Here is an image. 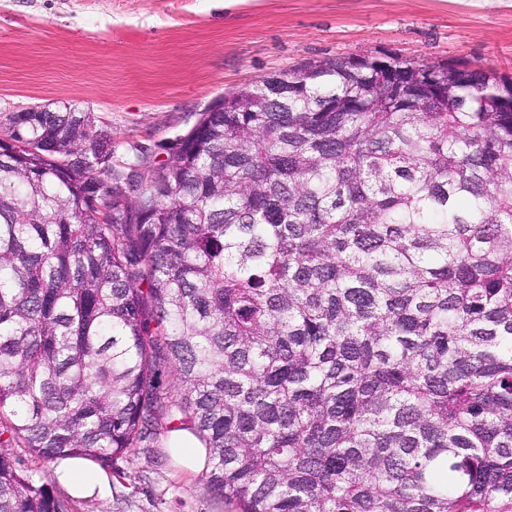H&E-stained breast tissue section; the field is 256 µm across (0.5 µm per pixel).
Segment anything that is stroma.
Masks as SVG:
<instances>
[{
    "label": "stroma",
    "mask_w": 512,
    "mask_h": 512,
    "mask_svg": "<svg viewBox=\"0 0 512 512\" xmlns=\"http://www.w3.org/2000/svg\"><path fill=\"white\" fill-rule=\"evenodd\" d=\"M390 52L512 74V0H0V126L70 103L112 133L120 182L156 169L215 99L310 58ZM69 512H232L162 439Z\"/></svg>",
    "instance_id": "stroma-1"
}]
</instances>
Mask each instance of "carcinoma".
I'll use <instances>...</instances> for the list:
<instances>
[{
  "mask_svg": "<svg viewBox=\"0 0 512 512\" xmlns=\"http://www.w3.org/2000/svg\"><path fill=\"white\" fill-rule=\"evenodd\" d=\"M111 158L72 105L0 137V512H69L14 444L110 464L180 428L236 512L512 504L511 75L282 69L201 113L134 215ZM14 446V445H13ZM16 462V467L24 475L30 476L36 483L45 481L43 471L45 470L41 460L29 448L15 445L8 448Z\"/></svg>",
  "mask_w": 512,
  "mask_h": 512,
  "instance_id": "carcinoma-1",
  "label": "carcinoma"
}]
</instances>
